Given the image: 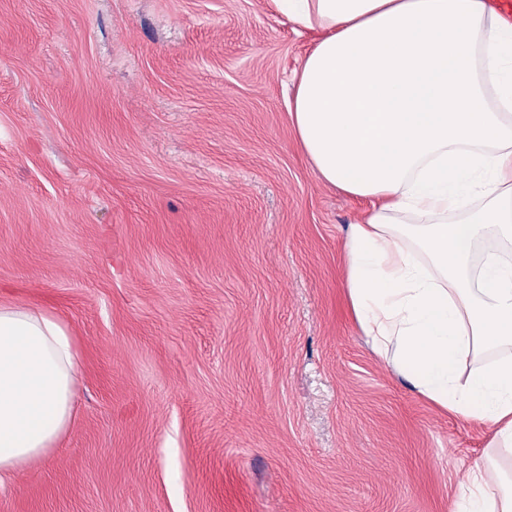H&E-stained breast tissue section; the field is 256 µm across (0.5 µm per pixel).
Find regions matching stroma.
Here are the masks:
<instances>
[{
	"label": "stroma",
	"instance_id": "35a3bbf8",
	"mask_svg": "<svg viewBox=\"0 0 512 512\" xmlns=\"http://www.w3.org/2000/svg\"><path fill=\"white\" fill-rule=\"evenodd\" d=\"M274 0H0V304L80 351L0 512H453L489 424L417 394L344 288L370 208L288 117Z\"/></svg>",
	"mask_w": 512,
	"mask_h": 512
}]
</instances>
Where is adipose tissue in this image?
<instances>
[{
	"label": "adipose tissue",
	"mask_w": 512,
	"mask_h": 512,
	"mask_svg": "<svg viewBox=\"0 0 512 512\" xmlns=\"http://www.w3.org/2000/svg\"><path fill=\"white\" fill-rule=\"evenodd\" d=\"M319 31L288 112L320 178L370 201L345 288L374 352L421 396L494 429L454 512H512V23L492 0H278ZM68 326L0 305V475L70 428Z\"/></svg>",
	"instance_id": "obj_1"
}]
</instances>
